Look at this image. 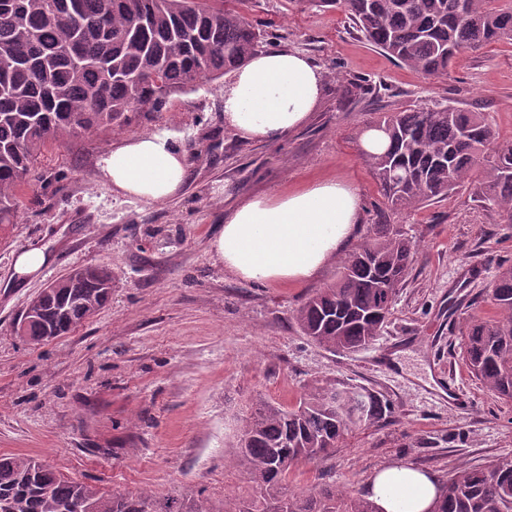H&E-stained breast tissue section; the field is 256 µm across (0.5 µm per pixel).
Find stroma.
<instances>
[{"mask_svg": "<svg viewBox=\"0 0 512 512\" xmlns=\"http://www.w3.org/2000/svg\"><path fill=\"white\" fill-rule=\"evenodd\" d=\"M249 17L266 22L271 49L302 52L324 76L325 92L301 129L275 143L240 138L224 124L218 80L40 156L15 224L0 230V455L29 457L115 493L145 489L163 502L193 489L218 510L246 491L224 450L248 404H295L319 378L366 387L394 412L353 430L332 457L298 464L295 490L326 481L355 497L385 465L443 481L512 455V401L471 375L460 348L467 314H493L489 285L498 264L512 262V224L473 188L388 216L414 243L413 263L385 331L354 353L308 341L292 319L302 300L335 281L340 261L301 285L255 283L224 269L210 246L239 202L330 176L358 188L356 239L364 241L381 198L358 130L373 113L448 100L486 113L501 141L512 140V44L464 51L447 77L431 80L366 42L342 9L252 0ZM361 78L383 91L341 97ZM149 133L169 135L189 154L185 187L167 202L119 195L101 176L113 145ZM31 245L47 247L52 261L21 282L13 261ZM85 265L111 271L109 305L43 344L17 336L28 300Z\"/></svg>", "mask_w": 512, "mask_h": 512, "instance_id": "stroma-1", "label": "stroma"}]
</instances>
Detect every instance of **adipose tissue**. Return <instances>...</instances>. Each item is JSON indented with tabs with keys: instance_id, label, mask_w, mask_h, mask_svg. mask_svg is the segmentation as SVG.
Here are the masks:
<instances>
[{
	"instance_id": "1",
	"label": "adipose tissue",
	"mask_w": 512,
	"mask_h": 512,
	"mask_svg": "<svg viewBox=\"0 0 512 512\" xmlns=\"http://www.w3.org/2000/svg\"><path fill=\"white\" fill-rule=\"evenodd\" d=\"M323 91L320 70L304 54L260 51L227 76L224 124L242 138L273 143L305 125ZM188 164L169 136L141 134L113 146L101 174L118 194L154 204L182 193ZM360 222L357 187L326 177L240 202L211 246L241 280L301 283L315 279L353 241ZM368 491L378 512H430L441 486L413 467L387 465L369 479Z\"/></svg>"
}]
</instances>
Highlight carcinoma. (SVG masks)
Masks as SVG:
<instances>
[{
    "label": "carcinoma",
    "instance_id": "carcinoma-1",
    "mask_svg": "<svg viewBox=\"0 0 512 512\" xmlns=\"http://www.w3.org/2000/svg\"><path fill=\"white\" fill-rule=\"evenodd\" d=\"M341 8L373 46L440 78L459 53L512 41V0H310ZM250 0H0V229L15 223L21 191L51 144L119 124L130 112H160L172 95L197 90L259 51ZM360 148L384 208L415 211L468 184L512 224V143H501L482 112L437 104L384 112L365 126ZM414 245L391 224L342 264L335 283L304 299L294 322L309 341L356 352L385 327L411 269ZM112 274L87 265L55 279L27 303L17 333L32 344L64 336L109 302ZM495 315L470 314L463 356L470 372L512 400V264L488 290ZM391 405L335 379L307 384L296 403L257 400L240 418L225 460L251 492L214 511L193 500L176 510L152 495L114 494L65 479L39 462L0 456V512H377L331 483L297 492L288 476L301 462L336 452L358 425L385 420ZM432 512H512V456L448 475Z\"/></svg>",
    "mask_w": 512,
    "mask_h": 512
}]
</instances>
